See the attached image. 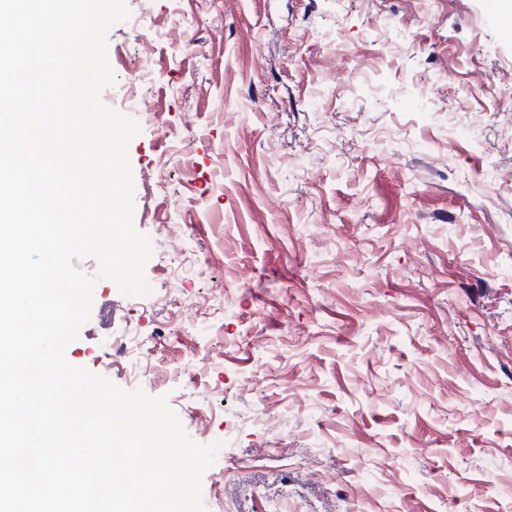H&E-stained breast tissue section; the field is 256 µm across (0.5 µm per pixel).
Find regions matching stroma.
Masks as SVG:
<instances>
[{"instance_id":"stroma-1","label":"stroma","mask_w":512,"mask_h":512,"mask_svg":"<svg viewBox=\"0 0 512 512\" xmlns=\"http://www.w3.org/2000/svg\"><path fill=\"white\" fill-rule=\"evenodd\" d=\"M126 5L101 98L139 125L150 291L99 281L67 361L219 444L207 512H512V40L485 0Z\"/></svg>"}]
</instances>
